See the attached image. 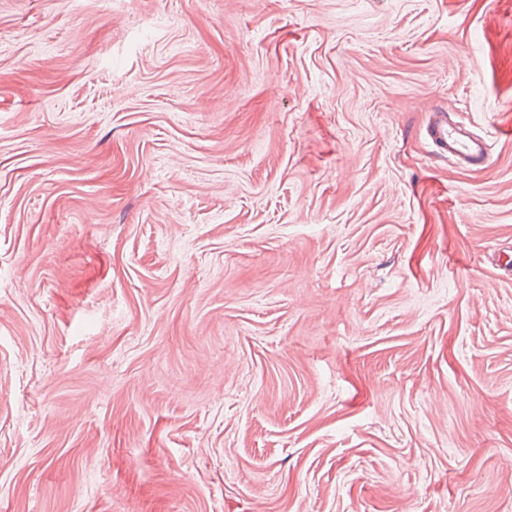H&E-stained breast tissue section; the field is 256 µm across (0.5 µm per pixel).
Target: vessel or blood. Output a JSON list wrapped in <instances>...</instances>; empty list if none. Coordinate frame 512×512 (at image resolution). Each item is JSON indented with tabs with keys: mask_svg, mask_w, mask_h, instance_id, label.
Listing matches in <instances>:
<instances>
[{
	"mask_svg": "<svg viewBox=\"0 0 512 512\" xmlns=\"http://www.w3.org/2000/svg\"><path fill=\"white\" fill-rule=\"evenodd\" d=\"M428 134L440 154L461 168L479 171L490 162L485 139L470 132L464 123L449 122L447 113H433Z\"/></svg>",
	"mask_w": 512,
	"mask_h": 512,
	"instance_id": "vessel-or-blood-1",
	"label": "vessel or blood"
}]
</instances>
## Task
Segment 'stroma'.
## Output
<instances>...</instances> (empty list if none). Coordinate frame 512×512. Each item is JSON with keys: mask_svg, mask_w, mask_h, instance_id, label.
<instances>
[{"mask_svg": "<svg viewBox=\"0 0 512 512\" xmlns=\"http://www.w3.org/2000/svg\"><path fill=\"white\" fill-rule=\"evenodd\" d=\"M0 512H512V0H0ZM427 131L439 153L455 165L480 171L489 164L491 155L485 139L470 132L462 122L448 123L447 112H433Z\"/></svg>", "mask_w": 512, "mask_h": 512, "instance_id": "obj_1", "label": "stroma"}]
</instances>
